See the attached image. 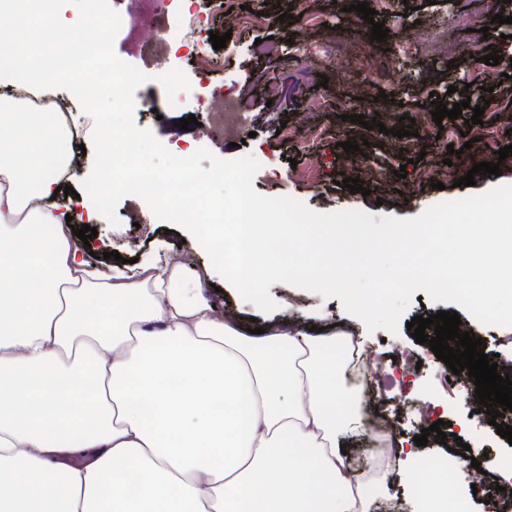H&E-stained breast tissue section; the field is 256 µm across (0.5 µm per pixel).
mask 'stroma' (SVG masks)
I'll list each match as a JSON object with an SVG mask.
<instances>
[{"label":"stroma","mask_w":512,"mask_h":512,"mask_svg":"<svg viewBox=\"0 0 512 512\" xmlns=\"http://www.w3.org/2000/svg\"><path fill=\"white\" fill-rule=\"evenodd\" d=\"M245 8L259 12L258 22L233 29L225 48L217 56L219 71L227 88L250 100V128L253 138L231 147L223 141L213 144L214 154L226 159L253 155L265 161L253 179L254 189L268 197L291 196L319 212L362 210L373 216L400 219L418 216L429 207L450 200L484 193L500 184H512V156L499 159L486 144L474 141V132L465 121L473 106L484 109L482 121L491 127L498 146L512 144V64L484 63L486 47L512 53V0H483L480 12L471 20L456 19L454 27L442 24L448 13V0H388L378 22L389 30L384 42L371 40L370 24L361 23L357 12L347 11L349 0H306L297 10L293 0H238ZM298 15V22H280L281 14ZM505 16V24H490L494 15ZM488 28V38L474 40L472 32ZM263 39L267 54L256 57V39ZM338 46L335 57L322 53L302 54L301 46ZM458 59L449 67V59ZM326 76L327 87H319V76ZM481 86L480 97L468 98L464 87ZM388 99H381V92ZM440 95L444 105L470 100L461 118L435 124L429 105L432 95ZM378 118L386 133L368 130L354 121L355 116ZM139 128L151 131L167 148L189 150L202 147L196 131L176 127L174 113L156 115L135 111ZM427 126V136L396 138L393 128L410 123ZM73 137L59 145L66 157H75L69 171L72 187H80L93 166L91 134L93 118L85 111L72 112ZM295 128L294 140L282 142L276 132L281 126ZM362 142V150L345 153L346 141ZM87 153H80V146ZM461 155L449 159V149ZM498 163L499 176L477 174L474 185L465 187L458 180L474 163ZM407 177H396L399 167ZM360 178L363 193L341 185V176ZM441 189H434V182ZM116 224L98 225L90 243L73 239L71 246L81 257H94L101 273L111 265L107 252L123 258L143 259L157 245H164L167 258L185 262L196 269H208L207 294L212 295L219 312L230 314L244 327H263L272 321L292 317L305 326H333L336 333L358 337L360 351L376 366L384 386L385 409L401 433L406 451L422 450L435 460L446 456V446L437 435H430L424 447L413 438L434 421L451 422L453 433L461 434L474 458L485 461L484 490L503 480L502 462L512 461V444L497 434L487 414L477 412L475 386L465 379L456 387H442L436 374L442 367L428 345L416 343L406 324L418 315L456 311V304L437 302L426 292L417 291L401 317L397 333L379 329L368 331L350 315L340 299H325L293 286L276 283L269 293L276 310L266 313L242 299L238 291L216 272L202 246L179 226L153 223L152 213L140 198L124 197L116 208ZM461 331L481 337L487 353L499 356L500 363L512 366V328L483 325L468 313H461ZM421 362L419 372L403 369L405 356Z\"/></svg>","instance_id":"obj_1"}]
</instances>
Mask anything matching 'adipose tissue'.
I'll return each instance as SVG.
<instances>
[{
	"instance_id": "1",
	"label": "adipose tissue",
	"mask_w": 512,
	"mask_h": 512,
	"mask_svg": "<svg viewBox=\"0 0 512 512\" xmlns=\"http://www.w3.org/2000/svg\"><path fill=\"white\" fill-rule=\"evenodd\" d=\"M67 134L0 113V512H372L396 478L441 512L437 473H352L341 448L369 422L335 337L282 320L254 338L185 265L79 258L73 226L106 214L54 195Z\"/></svg>"
}]
</instances>
